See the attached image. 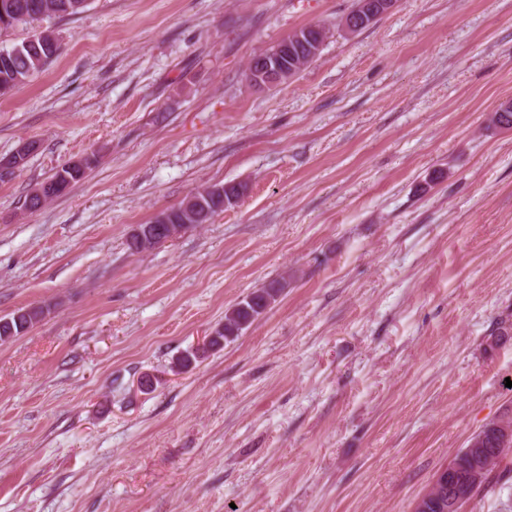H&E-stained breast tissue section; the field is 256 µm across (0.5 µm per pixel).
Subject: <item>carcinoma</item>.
Here are the masks:
<instances>
[{"label":"carcinoma","instance_id":"1","mask_svg":"<svg viewBox=\"0 0 512 512\" xmlns=\"http://www.w3.org/2000/svg\"><path fill=\"white\" fill-rule=\"evenodd\" d=\"M88 0H0V31L31 24L44 17H66L82 13ZM58 43L53 32L44 30L31 35L20 44L0 47V96L27 84L33 76L43 70L57 55L59 48L47 52L45 48ZM94 160L85 158L84 164L59 168L45 184L52 187L46 199L51 200L65 193L73 184L83 179L91 169ZM288 277L270 280L262 287L238 301L224 314V329H215L210 346L217 350L224 343L234 340L249 328L253 322L271 307L288 288ZM51 312L47 304H32L19 309L9 317L0 318V342L4 343L30 330ZM490 345L512 340V321H500L490 333ZM512 448V413L486 423L468 440L467 447L458 451L450 462L458 477L463 478L470 467L468 447L485 449L489 468L485 480H490L494 468L503 461L506 454L498 452L503 444Z\"/></svg>","mask_w":512,"mask_h":512}]
</instances>
